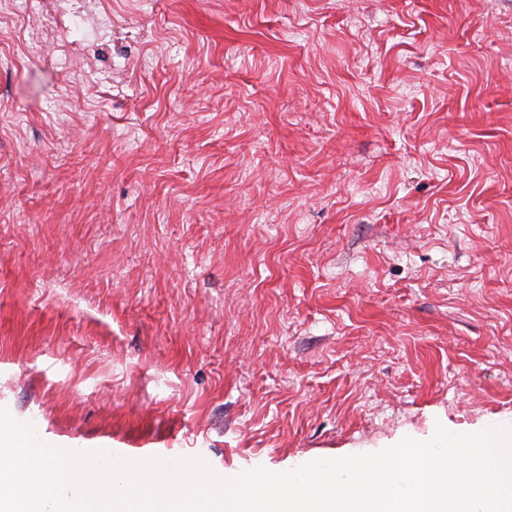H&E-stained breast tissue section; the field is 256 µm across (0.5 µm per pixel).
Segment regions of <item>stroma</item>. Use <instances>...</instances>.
<instances>
[{"label": "stroma", "instance_id": "obj_1", "mask_svg": "<svg viewBox=\"0 0 512 512\" xmlns=\"http://www.w3.org/2000/svg\"><path fill=\"white\" fill-rule=\"evenodd\" d=\"M0 407L223 477L512 423V0H0Z\"/></svg>", "mask_w": 512, "mask_h": 512}]
</instances>
